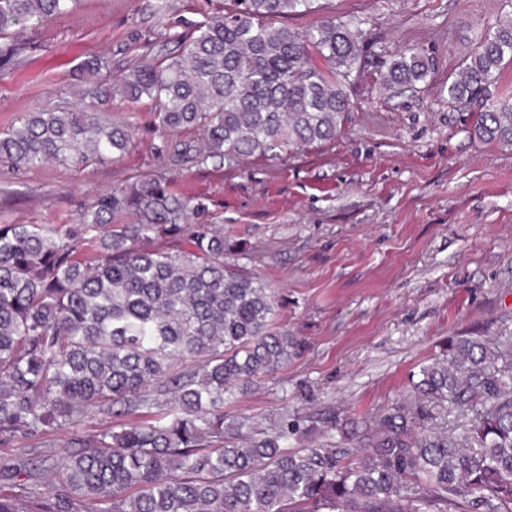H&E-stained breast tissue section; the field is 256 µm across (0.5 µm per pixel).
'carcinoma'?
I'll return each mask as SVG.
<instances>
[{
    "mask_svg": "<svg viewBox=\"0 0 512 512\" xmlns=\"http://www.w3.org/2000/svg\"><path fill=\"white\" fill-rule=\"evenodd\" d=\"M70 2L0 0V36ZM231 2L177 36L175 54L140 46L80 110L25 114L0 132V160L20 170L114 159L135 131L97 111L114 91L153 99L163 151L200 170L336 140L363 30L334 16L280 23L315 0ZM510 64L512 15L475 41L448 104L481 96ZM431 74L409 47L380 79L401 91ZM474 133L512 145V98L486 104ZM204 212L157 172L97 196L78 224L0 221V512H512L511 332L448 337L374 415L285 427L225 413L296 342L274 326V289L224 262L221 225L199 223ZM443 406L458 422L422 429Z\"/></svg>",
    "mask_w": 512,
    "mask_h": 512,
    "instance_id": "obj_1",
    "label": "carcinoma"
}]
</instances>
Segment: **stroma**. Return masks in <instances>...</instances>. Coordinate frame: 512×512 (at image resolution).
<instances>
[{
	"label": "stroma",
	"mask_w": 512,
	"mask_h": 512,
	"mask_svg": "<svg viewBox=\"0 0 512 512\" xmlns=\"http://www.w3.org/2000/svg\"><path fill=\"white\" fill-rule=\"evenodd\" d=\"M228 0H75L44 24L15 27L0 59V130L24 113L80 105L139 46L155 54L223 13ZM319 15L363 20L369 44L335 141L197 170L162 157L155 105L132 111L134 145L112 162L14 170L0 162V216L75 224L84 205L132 177L164 170L178 194L222 225L224 259L276 292L275 325L294 336L287 367L257 379L226 412L262 424L286 416L372 413L407 391L449 336L512 330V146L479 141L481 107L448 104V77L512 0H316ZM416 45L434 56L429 85L377 84L381 62ZM101 66L91 76L89 63Z\"/></svg>",
	"instance_id": "stroma-1"
}]
</instances>
